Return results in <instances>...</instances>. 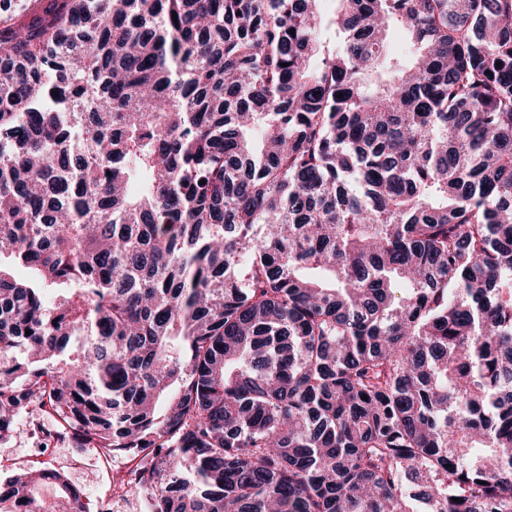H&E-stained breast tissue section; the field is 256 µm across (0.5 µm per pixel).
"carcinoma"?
<instances>
[{"mask_svg": "<svg viewBox=\"0 0 512 512\" xmlns=\"http://www.w3.org/2000/svg\"><path fill=\"white\" fill-rule=\"evenodd\" d=\"M335 2L339 50L321 0H0V440L147 512H512V0ZM55 418L42 414L36 425L27 417L17 421L16 433L0 442V471L45 464L63 471L69 481L79 487L84 494L90 512H97L99 503L107 499L116 504V509L133 512L144 511L143 498L130 492L121 495L113 491L112 477L126 471L129 463L124 457L108 459L103 463L89 448H76L72 442L57 441L45 445L43 436L57 430ZM44 445V449H41ZM16 463L9 467L7 464ZM113 508L112 510H116Z\"/></svg>", "mask_w": 512, "mask_h": 512, "instance_id": "carcinoma-1", "label": "carcinoma"}]
</instances>
